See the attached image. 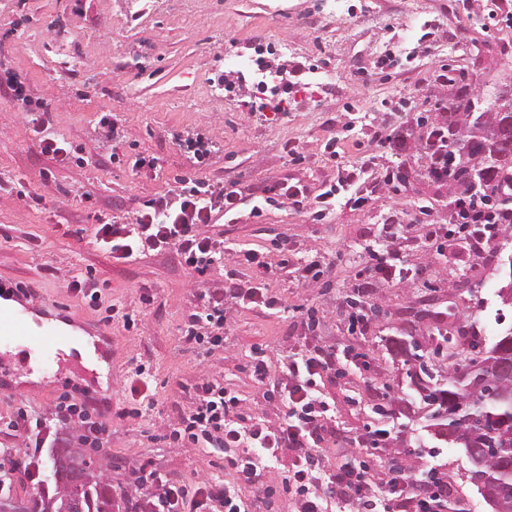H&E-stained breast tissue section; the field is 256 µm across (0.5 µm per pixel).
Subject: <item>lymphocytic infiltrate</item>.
Instances as JSON below:
<instances>
[{
    "label": "lymphocytic infiltrate",
    "mask_w": 512,
    "mask_h": 512,
    "mask_svg": "<svg viewBox=\"0 0 512 512\" xmlns=\"http://www.w3.org/2000/svg\"><path fill=\"white\" fill-rule=\"evenodd\" d=\"M375 163V156L370 155L359 165L339 168L338 186L355 189L348 205L363 206L389 186L385 176L376 183L367 182L366 174ZM335 196V188L313 196L305 187L290 184L284 178L271 179L257 187L212 184L195 178L190 186L173 195L144 202L131 223L97 225L95 239L115 262L125 263L151 253H170L181 266L202 275L226 258L223 239L204 231L217 214H234L249 197L281 198L296 209L320 214L333 206ZM453 212L456 225L488 221V229L470 237L471 248L477 253L496 238L498 227L512 226V209L488 214L479 201L469 196L456 198ZM280 253L275 265L254 249L240 250L229 257L233 267L226 272L223 287L206 289L200 296V309L187 315L185 342L211 353L224 345V324L231 307L279 309L277 294L267 288L244 286L237 277L238 267L255 268L270 277L289 269L305 287L317 283L326 271L316 258L291 264L288 245H281ZM403 269V255L396 247L386 258L363 271L356 283L360 308L349 322V332L366 325L373 280L394 283ZM339 363L335 348L318 341L305 343L275 366L261 359L253 362V382L277 389L280 399L287 402L288 411L278 421L249 425L243 422L240 399L210 377H201L172 436L198 448L237 449V456L227 461L236 475L235 482L207 478L189 484L142 466L117 486L121 512H213L217 504L223 506L224 512H247L239 494L240 484L255 482L265 469L281 466L286 449L294 452L284 485L285 491L292 494V512H446L445 483H431L414 469L400 468L390 471L386 482L379 485L368 478L366 460L354 466L335 467L320 453L323 434L334 420V407L318 387L324 375L335 371ZM96 409L97 402L90 396L79 405L59 400L45 415L19 409L13 426L24 440L22 466L28 479L38 480L42 451L58 427L74 424L79 442L106 447L110 431L105 423L92 420Z\"/></svg>",
    "instance_id": "1"
}]
</instances>
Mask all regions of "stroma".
Segmentation results:
<instances>
[{
  "instance_id": "stroma-1",
  "label": "stroma",
  "mask_w": 512,
  "mask_h": 512,
  "mask_svg": "<svg viewBox=\"0 0 512 512\" xmlns=\"http://www.w3.org/2000/svg\"><path fill=\"white\" fill-rule=\"evenodd\" d=\"M499 7L500 0H0V76L16 74L32 100L53 108L44 133L0 95V278L59 305L63 320L93 324L112 337L103 385L76 356H30L1 346L0 448L22 445L11 425L18 409L46 411L68 392L98 399L112 427L108 447L84 452L113 483L145 462L189 482L219 475L209 449L169 437L190 403L189 386L209 371L257 416L278 420L286 404L264 394L248 367L257 357L278 364L318 338L365 357L320 384L336 406L323 442L331 463L357 457L355 442L368 427L387 428L389 448L369 460L374 482H384L390 463L402 460L443 478L455 512H490L466 477L469 463L459 449L419 446L424 411L409 410L419 397L407 364L389 354L387 342L411 337L427 346L438 325L456 342L457 365L467 364L471 339L489 342L499 332L496 313L512 324V307L496 297L501 278L491 251L462 244L443 265L414 245L418 228L405 224L409 276L375 284L366 328L354 336L345 328L358 271L389 247L380 234L384 216L395 209L416 215L423 202L432 205L436 223H447L446 188L417 181L362 207L346 206L340 194L335 211L323 217L279 201L261 203L256 214L241 206L232 223L216 217L208 231L225 247L259 250L274 264L285 241L292 262L316 252L327 271L317 287L305 288L290 276L264 281L242 269L245 285H266L282 307L231 310L224 346L208 357L183 341V318L201 291L223 287V265L200 276L170 254L117 263L96 244L94 228L102 218L130 222L143 202L193 175L244 186L285 177L316 194L334 183L337 161L357 163L367 150L386 165L419 162L414 148L378 146L376 131L390 126L414 137L418 117L433 111L445 91L435 80L440 65L455 80L512 71V20ZM106 112L116 132L100 126ZM187 131L216 144L201 166H193L178 138ZM47 136L71 159L43 153ZM288 142L297 145L296 156L283 152ZM141 156L154 159V168L134 169ZM34 195L43 205H30ZM85 268L104 285L101 306L66 286L68 271ZM415 271L425 284L412 281ZM145 294L152 298L147 306ZM108 302L141 314V323L127 330L107 322ZM140 365L153 375L155 405L138 415L128 385ZM282 477L274 469L243 487L251 512H280Z\"/></svg>"
}]
</instances>
